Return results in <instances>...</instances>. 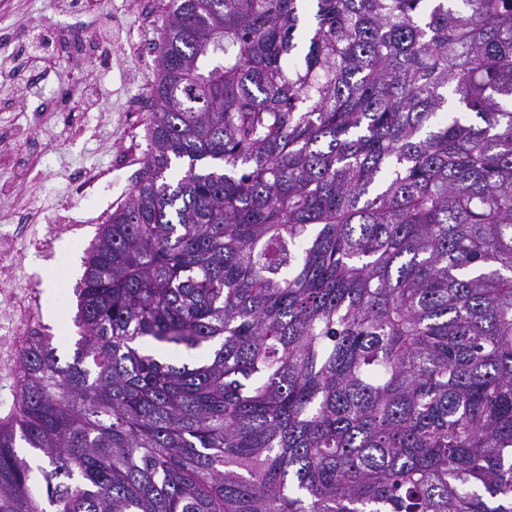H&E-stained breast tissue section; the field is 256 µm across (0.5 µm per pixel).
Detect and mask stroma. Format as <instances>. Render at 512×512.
Wrapping results in <instances>:
<instances>
[{
    "mask_svg": "<svg viewBox=\"0 0 512 512\" xmlns=\"http://www.w3.org/2000/svg\"><path fill=\"white\" fill-rule=\"evenodd\" d=\"M141 0H0V47L24 59L21 71L0 73V134L20 135V148L41 145L38 163L17 179L12 156L0 152V229L18 224L29 202L40 210L31 220L32 243L50 246V254L27 251L9 275L0 274V360L18 346L17 325L35 314L65 354L78 337L73 323L75 290L85 252L99 224L125 202L143 168L149 115L132 106L148 96L158 75L157 59L143 56L139 44L158 42L165 20L161 0L143 14ZM115 24L105 52L75 49L49 64L27 62L23 36L29 26L53 29L58 37L82 27L86 32ZM46 73L48 94L29 89L37 73ZM94 80L99 105L86 109L84 80ZM111 167L107 183L80 203H70L66 187L79 169ZM36 291L28 300L26 289Z\"/></svg>",
    "mask_w": 512,
    "mask_h": 512,
    "instance_id": "obj_1",
    "label": "stroma"
}]
</instances>
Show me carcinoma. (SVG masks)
Here are the masks:
<instances>
[{"label": "carcinoma", "instance_id": "obj_1", "mask_svg": "<svg viewBox=\"0 0 512 512\" xmlns=\"http://www.w3.org/2000/svg\"><path fill=\"white\" fill-rule=\"evenodd\" d=\"M165 5L0 512H512V0Z\"/></svg>", "mask_w": 512, "mask_h": 512}]
</instances>
